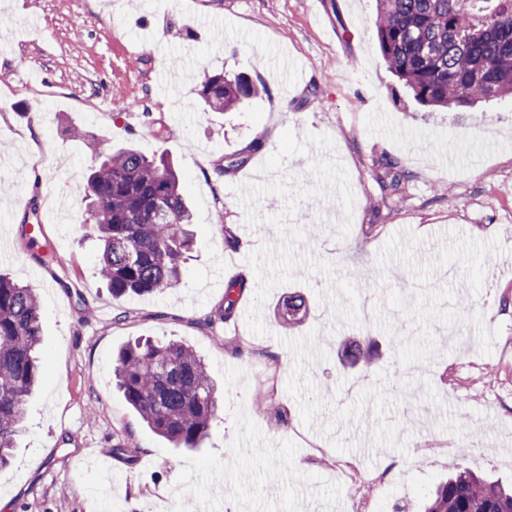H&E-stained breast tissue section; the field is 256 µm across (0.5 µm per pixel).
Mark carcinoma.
Instances as JSON below:
<instances>
[{"mask_svg": "<svg viewBox=\"0 0 512 512\" xmlns=\"http://www.w3.org/2000/svg\"><path fill=\"white\" fill-rule=\"evenodd\" d=\"M375 29L388 69L419 105L448 110L512 98V0H377ZM265 87L246 76L216 74L202 82L200 95L215 111L235 112ZM260 148L253 141L228 157L224 173L242 168ZM378 164L390 175V197L402 203L410 173L388 154ZM84 193L83 223L97 227L99 274L112 294L155 293L178 279L191 216L179 176L164 156L120 148L91 170ZM163 209L171 215L167 224L157 219ZM246 288L244 278L228 282L224 306L205 325L232 320ZM307 313V300L297 292L277 308L279 322L292 328ZM41 341L33 289L0 273V467L11 461L22 406L41 375ZM343 352L367 370L375 362L374 344L366 339L345 344ZM113 371L126 403L155 435L188 449L208 436L218 395L192 348L174 340H138L118 352ZM423 512H512V487L460 471L436 486Z\"/></svg>", "mask_w": 512, "mask_h": 512, "instance_id": "obj_1", "label": "carcinoma"}]
</instances>
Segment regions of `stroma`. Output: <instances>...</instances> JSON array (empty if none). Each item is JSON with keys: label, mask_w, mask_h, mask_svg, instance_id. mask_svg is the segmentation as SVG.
I'll return each mask as SVG.
<instances>
[{"label": "stroma", "mask_w": 512, "mask_h": 512, "mask_svg": "<svg viewBox=\"0 0 512 512\" xmlns=\"http://www.w3.org/2000/svg\"><path fill=\"white\" fill-rule=\"evenodd\" d=\"M375 14V0H0V271L38 297L44 363L0 469L6 512H412L451 472L512 479V101L420 107ZM220 72L268 90L214 111L198 89ZM126 144L175 163L194 214L178 281L142 297L112 296L82 223L87 171ZM386 154L411 173L401 206L381 200ZM61 206L45 227L59 256L33 276L18 227ZM240 272L235 321L204 328ZM293 292L310 312L289 329L276 308ZM364 330L369 370L342 355ZM149 336L191 347L221 388L201 447H170L112 384L118 350ZM267 392L283 420L254 411ZM486 424L489 446H471Z\"/></svg>", "instance_id": "1"}]
</instances>
